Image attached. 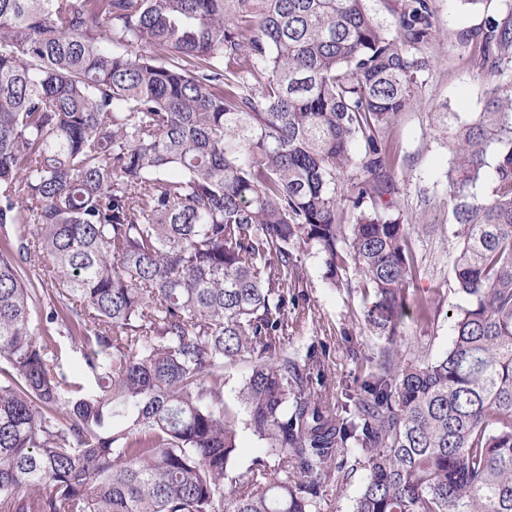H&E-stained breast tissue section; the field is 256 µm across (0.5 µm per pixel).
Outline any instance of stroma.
I'll use <instances>...</instances> for the list:
<instances>
[{
	"label": "stroma",
	"mask_w": 512,
	"mask_h": 512,
	"mask_svg": "<svg viewBox=\"0 0 512 512\" xmlns=\"http://www.w3.org/2000/svg\"><path fill=\"white\" fill-rule=\"evenodd\" d=\"M433 7L440 37L425 52L437 62L424 76L423 104L401 117L392 140L398 159L396 201L400 211L412 217L416 225L412 237L429 267L419 286L443 292L448 312L460 299L449 290L448 253L455 248L454 240L448 237L452 222L446 200L450 157L439 136L438 109L447 105L449 112L463 119L480 111L487 85L469 65L468 40L489 19L504 20L511 10L505 0H483L478 6L468 0H433ZM302 261L310 286L299 300L298 326L289 330L285 341L293 344L301 340L325 348L327 388L338 397L345 384L352 382L355 369L341 333L358 329L363 305L360 297L329 288L317 257L306 255Z\"/></svg>",
	"instance_id": "obj_1"
}]
</instances>
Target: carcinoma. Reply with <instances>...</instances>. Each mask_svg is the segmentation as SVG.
Instances as JSON below:
<instances>
[{"mask_svg":"<svg viewBox=\"0 0 512 512\" xmlns=\"http://www.w3.org/2000/svg\"><path fill=\"white\" fill-rule=\"evenodd\" d=\"M368 2L0 0V512H325L359 470L351 512H512V20L473 35L481 111L440 113L463 304L430 358L390 132L439 31ZM304 253L378 340L338 401L280 339ZM250 366L245 363L238 364L226 373L224 381V402L238 411L240 450L234 462L235 474L246 475L255 457L262 455L266 448L264 440L259 439L246 426L247 416L239 406L237 395L245 378L249 375Z\"/></svg>","mask_w":512,"mask_h":512,"instance_id":"obj_1","label":"carcinoma"}]
</instances>
